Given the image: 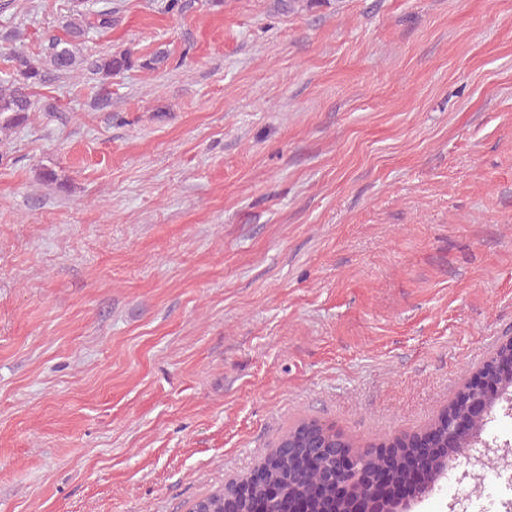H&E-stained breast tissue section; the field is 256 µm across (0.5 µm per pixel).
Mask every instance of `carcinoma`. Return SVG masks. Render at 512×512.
Instances as JSON below:
<instances>
[{"label": "carcinoma", "instance_id": "cac0c4a2", "mask_svg": "<svg viewBox=\"0 0 512 512\" xmlns=\"http://www.w3.org/2000/svg\"><path fill=\"white\" fill-rule=\"evenodd\" d=\"M89 2V7L82 2L75 5L76 18L65 25L66 37L51 39L50 53L45 57V62L37 65L22 53L15 52L9 56L13 71L11 78L0 81V128L17 127L26 122L29 112L35 109L39 89L47 86L53 77L75 70L78 63L75 42L82 40L92 30L112 29L116 14L112 0ZM131 64L128 54L119 53L94 60L91 67L97 73L110 77L128 69ZM313 426V422H303L280 438L264 459L270 482L276 485L277 492L270 495L257 487L248 491V496L236 502L238 512H300L299 506L302 504L306 506V512H329L328 500L332 496L328 484V474L333 465L331 455L326 452H314L307 457L288 454V439ZM451 460L448 449L438 447L430 462L429 475L434 476L442 471ZM356 463L367 477L384 472L396 483L404 481L406 476L404 464L398 458L389 462L380 455L360 454ZM235 486L236 483L232 482L224 489L195 499L189 506V512H224L225 491Z\"/></svg>", "mask_w": 512, "mask_h": 512}]
</instances>
